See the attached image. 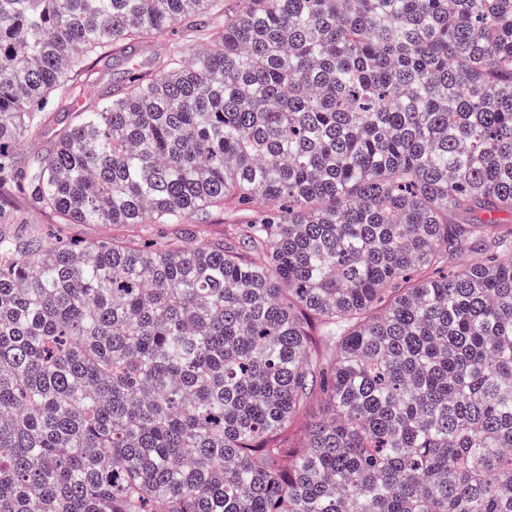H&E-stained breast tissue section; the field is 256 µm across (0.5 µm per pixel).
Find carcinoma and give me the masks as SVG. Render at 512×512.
<instances>
[{"mask_svg":"<svg viewBox=\"0 0 512 512\" xmlns=\"http://www.w3.org/2000/svg\"><path fill=\"white\" fill-rule=\"evenodd\" d=\"M1 185L245 221L46 246L0 204V512H512V0H0ZM214 21L210 17L197 19V28L194 31H187L183 23L172 29L170 41L177 43L183 51L184 56L190 59L211 39ZM167 52V46L164 44H147L139 47L132 55L133 61L143 66L144 70L153 67L154 61ZM125 54H117L111 59L101 61L82 73L74 76L75 82L85 85H93L98 89L106 90L112 88V85L122 83L124 72L132 62ZM324 399L318 389L308 395L306 407L300 419L282 435V439L292 448L300 447L308 430L309 423L325 412Z\"/></svg>","mask_w":512,"mask_h":512,"instance_id":"carcinoma-1","label":"carcinoma"}]
</instances>
